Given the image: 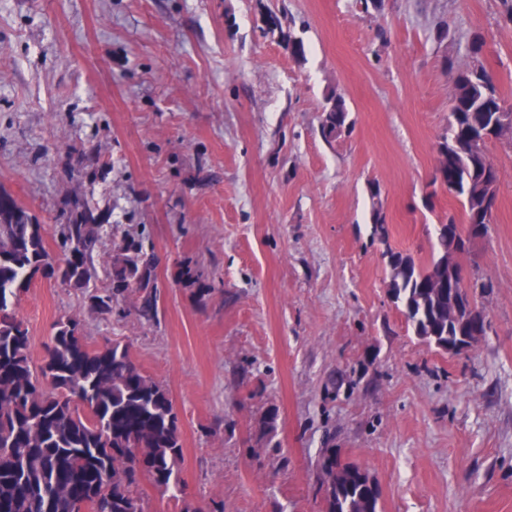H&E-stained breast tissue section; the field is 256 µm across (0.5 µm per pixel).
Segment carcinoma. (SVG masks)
Listing matches in <instances>:
<instances>
[{
  "mask_svg": "<svg viewBox=\"0 0 512 512\" xmlns=\"http://www.w3.org/2000/svg\"><path fill=\"white\" fill-rule=\"evenodd\" d=\"M278 33L296 56L302 37L283 30L276 15L264 33ZM486 43L475 34L465 51L471 63L455 70L448 135L437 147L436 169L448 196L460 203L466 227L448 231L445 219L434 225L429 263L387 248L388 292L413 334L429 346L469 326L486 335L467 311L457 287L462 267L454 257L487 234L497 202L500 174L487 155L489 126L499 112L512 114L482 62ZM344 96L330 94L322 108L323 137L350 133ZM372 199L370 236L387 242L389 231L379 185L368 183ZM107 225L95 209L77 201L60 224V255L50 253L45 228L5 189L0 188V512H148L139 492L150 483L164 496L179 484L183 449L178 416L166 388L145 375L129 345L87 346L77 317L58 320L40 366L16 305L37 277L87 291L96 270L93 254ZM112 287L89 295L90 306L112 313L115 300L136 293L139 311L153 310L152 266L141 250L128 245L114 258ZM323 512H379V489L368 472L342 463L336 452L322 457Z\"/></svg>",
  "mask_w": 512,
  "mask_h": 512,
  "instance_id": "obj_1",
  "label": "carcinoma"
}]
</instances>
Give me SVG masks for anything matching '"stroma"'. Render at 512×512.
<instances>
[{"label": "stroma", "mask_w": 512, "mask_h": 512, "mask_svg": "<svg viewBox=\"0 0 512 512\" xmlns=\"http://www.w3.org/2000/svg\"><path fill=\"white\" fill-rule=\"evenodd\" d=\"M500 0H0V187L46 228L74 199L112 231L97 290L139 241L154 266L136 298L90 310L36 279L18 311L41 362L53 324L90 347L129 345L168 389L183 458L175 497L208 512H322L325 450L366 469L381 512H512V147L490 232L460 258L489 328L461 355L408 330L384 248L428 261L461 206L432 193L448 130L449 61L471 35L512 101V23ZM305 43L264 33L268 13ZM344 95L353 129L326 142ZM88 155L80 163V155ZM389 240L370 239L369 182ZM205 291H198V284ZM349 108L341 93L330 94L322 108L320 128L327 141L337 140L351 131Z\"/></svg>", "instance_id": "1"}]
</instances>
